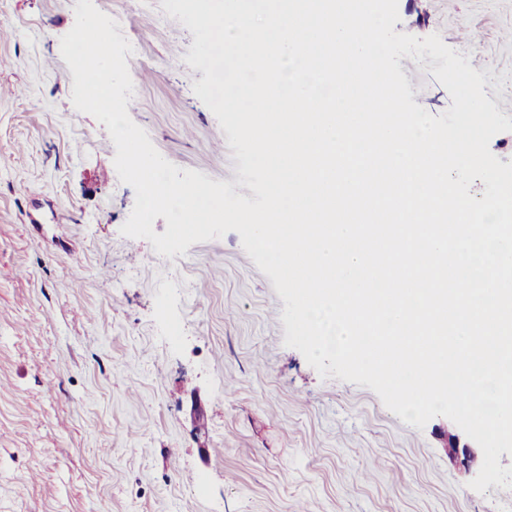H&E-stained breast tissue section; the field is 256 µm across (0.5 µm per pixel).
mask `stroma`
I'll return each instance as SVG.
<instances>
[{
    "instance_id": "stroma-1",
    "label": "stroma",
    "mask_w": 512,
    "mask_h": 512,
    "mask_svg": "<svg viewBox=\"0 0 512 512\" xmlns=\"http://www.w3.org/2000/svg\"><path fill=\"white\" fill-rule=\"evenodd\" d=\"M93 3L134 46L131 119L172 164L253 198L192 90L193 33L160 0ZM76 6L0 0V88L16 90L0 98V512H512V489L476 492L478 466L449 459L451 420L407 425L285 346V303L237 232L170 258L121 235L135 192L61 55ZM398 8L395 32L440 35L512 119V0ZM438 65L399 59L436 115L452 104Z\"/></svg>"
}]
</instances>
